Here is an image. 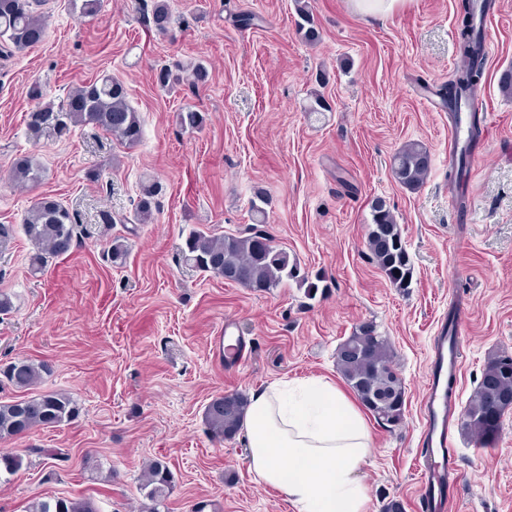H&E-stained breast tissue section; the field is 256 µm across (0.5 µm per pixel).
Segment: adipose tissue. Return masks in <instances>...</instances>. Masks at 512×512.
<instances>
[{
  "instance_id": "obj_1",
  "label": "adipose tissue",
  "mask_w": 512,
  "mask_h": 512,
  "mask_svg": "<svg viewBox=\"0 0 512 512\" xmlns=\"http://www.w3.org/2000/svg\"><path fill=\"white\" fill-rule=\"evenodd\" d=\"M249 470L298 512H367L360 471L372 449L366 421L336 385L277 381L253 392L244 419Z\"/></svg>"
}]
</instances>
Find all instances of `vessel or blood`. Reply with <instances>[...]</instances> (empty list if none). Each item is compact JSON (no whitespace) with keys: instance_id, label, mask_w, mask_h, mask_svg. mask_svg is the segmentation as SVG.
<instances>
[{"instance_id":"b4317fda","label":"vessel or blood","mask_w":512,"mask_h":512,"mask_svg":"<svg viewBox=\"0 0 512 512\" xmlns=\"http://www.w3.org/2000/svg\"><path fill=\"white\" fill-rule=\"evenodd\" d=\"M470 119L471 114L465 108L453 117L448 125L449 148L460 147L465 142ZM235 332L234 321L225 320L220 333L212 337L210 347L214 354L223 355L226 361L239 364L248 357L245 345H238L228 353L223 350L225 337ZM462 360L461 348H449L447 335L435 337L432 375L421 402L424 420L422 451L424 455H431L432 445H439L442 460L439 464H429L423 469L418 491L422 512H455L456 509L454 488L459 480L460 465L450 431L455 405L448 399L446 382L449 375L459 373Z\"/></svg>"}]
</instances>
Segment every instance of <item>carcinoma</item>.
I'll return each mask as SVG.
<instances>
[{"label":"carcinoma","mask_w":512,"mask_h":512,"mask_svg":"<svg viewBox=\"0 0 512 512\" xmlns=\"http://www.w3.org/2000/svg\"><path fill=\"white\" fill-rule=\"evenodd\" d=\"M46 0H0V55H11L41 43L45 37ZM302 20L299 30L307 41L317 39L308 0H294ZM492 0H464L458 27V45L466 60L464 69L456 72L449 85L448 108L457 112L465 102H472L487 60L484 31L474 22L476 10L491 9ZM172 14L168 0H152V21L161 33L168 30ZM182 68L163 66L156 73L160 88L171 91L181 83ZM177 121L183 128L200 129L204 117L195 110L180 112ZM92 124L102 128L128 146L138 144L143 135L139 116L127 103V90L122 81L104 75L73 91L66 104L55 111L37 108L28 115V127L36 134L61 133L75 125ZM431 169V158L418 142H408L392 157L394 179L402 186L416 189L424 183ZM42 167L29 156L14 163L12 178L24 185H36L42 179ZM469 176L468 156L462 150L454 156L448 180L457 188L466 185ZM157 184L141 187L134 218L139 224L153 220ZM23 232L33 247L31 271L40 273L49 259L68 253L75 241L76 224L68 208L51 197H41L27 210ZM267 235L258 230L238 235H215L193 230L182 252L186 265L221 275L225 280L254 291L267 292L283 281L299 277L297 260L277 246L267 247ZM367 244L370 253L389 281L407 288L412 270L406 245L395 217L385 203L372 205ZM336 368L356 394L362 405L380 422L401 421L405 408V386L397 370L394 351L386 337L372 322L356 327L337 349ZM52 373L43 362L15 360L0 366V385L29 389ZM247 399L238 393L225 394L211 400L205 418L215 437H234L242 427ZM503 413L512 409V357L495 356L487 362L478 389L462 415L460 428L486 444L493 433L484 427V417L491 407ZM80 408L73 397L63 391L49 390L27 399L0 402V440L14 438L36 428H53L76 419ZM19 455L0 453V478L15 475L22 467ZM171 472L167 464L155 459L143 474L141 490L147 503L142 512H159L169 489ZM28 512H96L88 500L54 497L31 504Z\"/></svg>","instance_id":"carcinoma-1"}]
</instances>
